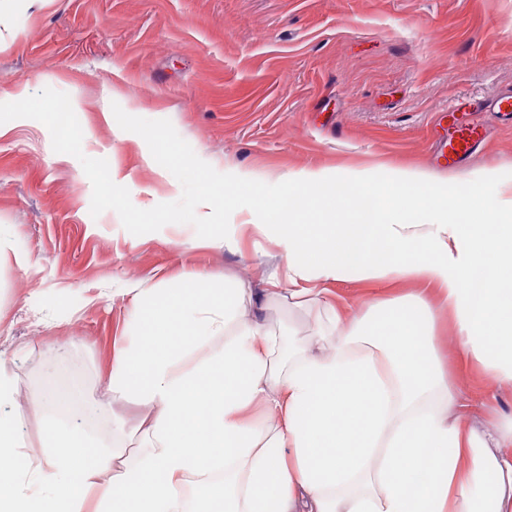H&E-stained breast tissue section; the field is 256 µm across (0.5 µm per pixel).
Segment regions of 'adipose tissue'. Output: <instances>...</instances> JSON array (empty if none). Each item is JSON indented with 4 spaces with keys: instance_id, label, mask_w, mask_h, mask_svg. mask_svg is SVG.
<instances>
[{
    "instance_id": "obj_1",
    "label": "adipose tissue",
    "mask_w": 512,
    "mask_h": 512,
    "mask_svg": "<svg viewBox=\"0 0 512 512\" xmlns=\"http://www.w3.org/2000/svg\"><path fill=\"white\" fill-rule=\"evenodd\" d=\"M182 163L173 196L196 181L189 214L209 224L215 196L252 208L294 297L321 311L332 351L314 355L245 318L255 291L187 271L133 282L128 325L102 379L144 407L139 450L101 451L49 397L53 434L30 455L16 415L0 414V512H512V420L481 432L477 400L448 382L435 309L468 359L512 383V203L461 195L435 177L303 171L275 185L230 169L222 188L158 142L145 157ZM324 282L418 279L422 291L367 302L345 320Z\"/></svg>"
}]
</instances>
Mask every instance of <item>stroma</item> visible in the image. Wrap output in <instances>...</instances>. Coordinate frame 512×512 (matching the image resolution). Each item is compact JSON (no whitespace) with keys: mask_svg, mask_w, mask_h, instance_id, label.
I'll return each mask as SVG.
<instances>
[{"mask_svg":"<svg viewBox=\"0 0 512 512\" xmlns=\"http://www.w3.org/2000/svg\"><path fill=\"white\" fill-rule=\"evenodd\" d=\"M21 87L26 112L13 100ZM509 92L512 0H0V361L16 380L24 440L39 447L44 388L69 370L83 374L88 403L98 400L133 281L203 269L247 282L262 292L249 315L315 346V310L287 290L267 293L282 265L272 243L240 232L251 218L243 204L218 205L207 226L160 222L189 208L195 187L172 198L168 178L145 167L156 139L202 151L218 186L231 165L274 181L303 170L374 176L388 163L512 199V114L483 108ZM61 99L91 136L56 162L43 112ZM460 99L477 111H452ZM471 124L489 136L449 165V137ZM91 151L99 168L131 174L116 200L81 181ZM19 253L29 267L16 265ZM415 287L339 283L329 298L354 317L364 300ZM440 328L449 383L485 404L475 426L512 419V385L458 352L448 314ZM141 415L119 402L87 433L108 443L121 427L133 448Z\"/></svg>","mask_w":512,"mask_h":512,"instance_id":"stroma-1","label":"stroma"}]
</instances>
